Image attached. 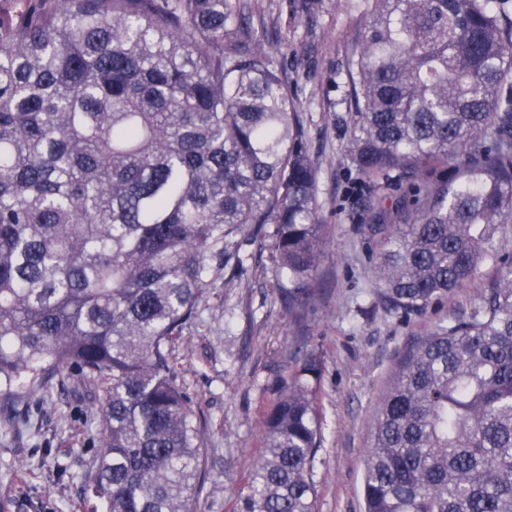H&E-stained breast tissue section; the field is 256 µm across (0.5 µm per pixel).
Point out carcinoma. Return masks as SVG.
Wrapping results in <instances>:
<instances>
[{"label": "carcinoma", "mask_w": 512, "mask_h": 512, "mask_svg": "<svg viewBox=\"0 0 512 512\" xmlns=\"http://www.w3.org/2000/svg\"><path fill=\"white\" fill-rule=\"evenodd\" d=\"M353 162L412 183L378 212L390 309L475 279L417 337L378 408L365 512H512V19L503 0H365ZM314 22L324 0H290ZM250 0H0V420L90 389L104 512H199L205 448L172 345L216 269L267 237L309 304L323 245L299 101ZM463 166L450 182L428 163ZM319 359L264 414L232 512H315Z\"/></svg>", "instance_id": "1"}]
</instances>
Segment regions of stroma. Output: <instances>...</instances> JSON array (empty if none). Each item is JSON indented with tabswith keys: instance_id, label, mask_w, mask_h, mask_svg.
Masks as SVG:
<instances>
[{
	"instance_id": "obj_1",
	"label": "stroma",
	"mask_w": 512,
	"mask_h": 512,
	"mask_svg": "<svg viewBox=\"0 0 512 512\" xmlns=\"http://www.w3.org/2000/svg\"><path fill=\"white\" fill-rule=\"evenodd\" d=\"M251 0L274 66L300 99V120L318 165L317 199L325 226L316 299L291 315L289 281L265 241L246 237L238 276L214 274L196 318L175 343L179 382L192 400L206 448L201 512H231L262 446L263 416L298 362L315 354L323 447L316 512H364L361 492L377 406L399 355L414 338L478 301L495 272L404 313L390 310L375 271L378 243L368 229L408 182L400 173L368 178L351 161L354 107L348 66L364 27V0H324L317 24ZM84 403L54 389L30 424L0 430V482L8 512H93L81 476L93 453Z\"/></svg>"
}]
</instances>
